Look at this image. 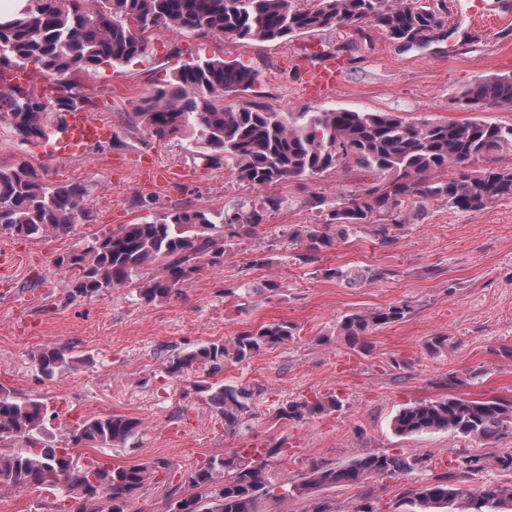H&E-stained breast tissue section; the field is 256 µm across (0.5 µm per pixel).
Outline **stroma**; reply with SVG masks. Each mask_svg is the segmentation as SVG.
Instances as JSON below:
<instances>
[{"label": "stroma", "mask_w": 512, "mask_h": 512, "mask_svg": "<svg viewBox=\"0 0 512 512\" xmlns=\"http://www.w3.org/2000/svg\"><path fill=\"white\" fill-rule=\"evenodd\" d=\"M465 14L448 13L444 27L425 44L404 49L377 27L336 29L279 42L242 43L195 37L165 26L147 36L148 49L132 62L101 66L80 81L103 102L102 119L113 142L72 158L53 159L43 145L25 144L0 130V163L23 161L49 183L85 186L84 206L93 219L67 233L36 238L0 234V251L21 252V261L0 270V384L20 398H36L48 409L54 436L85 418L121 413L142 419L127 447L92 449L112 464L169 461L186 468L212 455L261 443L284 444L289 454L271 462L276 478H299L313 463L341 465L367 452L430 455L438 471H451L461 456L476 458L467 485L511 483L512 470L498 457L512 453V436L484 441L455 431L397 434L395 414L420 401L454 393L471 398L512 399V198L475 212L440 202L407 207L389 238L364 225L333 249L303 261V243L291 238L304 224L324 218L305 206L293 184L272 186L288 207L268 215L257 235L242 238L219 268L205 267L181 295L150 304L127 286L90 298L68 299L53 260L79 241L147 216L188 205L213 211L256 197L230 169L193 159L186 143L132 133L125 120L130 103L150 84L196 58L237 60L260 71V81L229 105L257 103L276 112L345 108L395 112L437 121L467 119L454 108L460 88L477 77L512 74V23L489 27L482 40L466 38ZM342 58L344 76L323 97H309L302 72L314 54ZM152 155L163 175L145 180L136 169L140 154ZM156 201L142 208L140 198ZM265 265H256V258ZM385 271V278L350 288L327 278L326 269ZM279 288L265 290L266 281ZM228 287L247 289L243 299ZM408 301L412 314L378 328L353 346L336 334V323L353 311ZM295 324L292 339L242 363L225 365L219 377L254 388L243 426L225 430L190 376L165 371L169 356L202 343L224 340L247 325ZM46 347L81 358L77 370L54 379L40 376L34 358ZM457 386H449V379ZM335 398V411L301 422L280 420L282 403ZM425 472L378 483L380 512H407L405 493Z\"/></svg>", "instance_id": "obj_1"}]
</instances>
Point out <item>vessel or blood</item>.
I'll list each match as a JSON object with an SVG mask.
<instances>
[{"label":"vessel or blood","instance_id":"b4317fda","mask_svg":"<svg viewBox=\"0 0 512 512\" xmlns=\"http://www.w3.org/2000/svg\"><path fill=\"white\" fill-rule=\"evenodd\" d=\"M505 20L512 17V0H476L469 13V35H477L483 29L488 16ZM341 65L335 56L320 55L305 66L303 76L314 96H322L335 88L341 80ZM110 127L94 119L82 110L64 113L59 123L52 126L44 139L49 150L67 156L86 154L92 146L107 142L111 137Z\"/></svg>","mask_w":512,"mask_h":512}]
</instances>
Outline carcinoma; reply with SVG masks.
<instances>
[{
  "label": "carcinoma",
  "instance_id": "obj_1",
  "mask_svg": "<svg viewBox=\"0 0 512 512\" xmlns=\"http://www.w3.org/2000/svg\"><path fill=\"white\" fill-rule=\"evenodd\" d=\"M301 8L296 0H26L23 8L0 15V68L33 67L57 78L58 93L48 100L33 86H1L0 116L11 117L7 129L22 141L39 144L62 112L80 103L90 113L99 106L78 74H92L104 64L124 65L147 50L146 33L167 26L189 35L232 37L243 42H273L313 32L369 23L390 40L411 48L425 43L444 26L446 0L424 5L420 0H313ZM258 72L237 60L220 57L194 60L152 84L126 113L130 127L159 140L179 139L195 146L197 159L214 168H230L239 181L263 191L290 181L301 188L337 167L352 166L374 177L357 193L334 201L310 192L304 204L324 213L325 223L310 224L293 236L305 243L304 259L312 260L376 217L390 216L406 200L437 201L461 212L480 211L512 197V167L469 165L503 149H512V123L476 116L457 122L411 120L393 112L329 109L275 112L256 103L224 104V97L247 92ZM457 108L484 104L512 107V75L478 77L454 99ZM458 167L452 174L451 167ZM85 188L77 183L49 184L29 162L0 165V234L36 237L48 230L70 232L77 220L89 222L83 206ZM287 199L261 194L227 209L209 212L193 207L160 217L121 224L96 234L85 246L57 256L68 297H92L112 288L139 283L145 302L180 294L194 273L208 265H224V251L257 233L268 213ZM160 272L143 279L148 267ZM327 275L348 285L377 281L384 272L343 267ZM412 313L407 302L374 311L346 314L336 323L337 335L357 345L373 330L404 321ZM296 335L288 322L249 326L223 342H210L169 357L166 372L184 376L207 367L213 376L227 363L248 361L261 351ZM78 363L62 348H47L36 359L41 376L52 379ZM194 390L224 419V428L244 423L254 397L252 388L202 380ZM336 407V400L288 401L279 419L300 422ZM137 417L112 414L82 420L57 442L44 439L46 407L37 399H20L0 385V490L38 488L67 490V512H128L127 503L160 470L165 460L112 466L87 461L81 448H121L139 434ZM393 429L404 436L454 430L487 441L512 435V400L496 396L470 399L448 395L400 410ZM20 437L23 448L10 442ZM284 448L275 444L254 457L245 448L212 456L179 472L169 491L167 512H264L270 494L269 462ZM420 454L371 452L346 465H309L282 501L296 496L309 501L305 512H333L315 497L336 485L367 488L351 512H380L370 501L369 484L430 467ZM473 460L457 470L441 472L407 492L414 512H512V485L489 483L475 491L463 486Z\"/></svg>",
  "mask_w": 512,
  "mask_h": 512
}]
</instances>
